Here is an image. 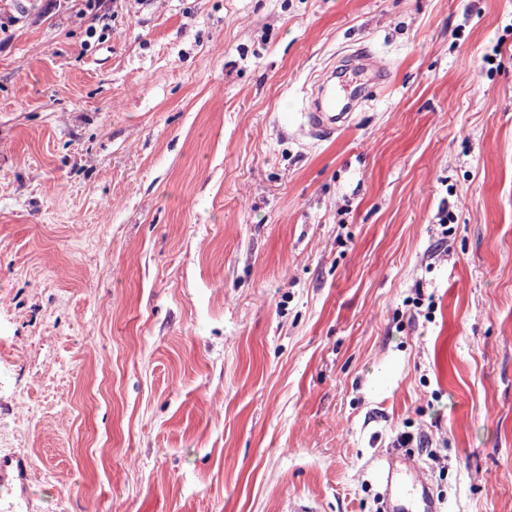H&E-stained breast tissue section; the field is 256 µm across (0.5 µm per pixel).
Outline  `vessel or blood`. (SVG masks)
<instances>
[{
  "instance_id": "vessel-or-blood-1",
  "label": "vessel or blood",
  "mask_w": 512,
  "mask_h": 512,
  "mask_svg": "<svg viewBox=\"0 0 512 512\" xmlns=\"http://www.w3.org/2000/svg\"><path fill=\"white\" fill-rule=\"evenodd\" d=\"M364 84L379 85L387 80L386 69L366 55L354 58L352 72L337 71L335 78L321 77L312 93L305 98L301 126L311 138L332 137L351 120L353 104L363 98L362 86H353V78ZM374 475L382 487L383 512H440L439 503L429 493L426 469L410 458L382 456L374 467ZM0 488L28 499V473L18 457H0Z\"/></svg>"
}]
</instances>
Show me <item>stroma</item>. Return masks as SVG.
Listing matches in <instances>:
<instances>
[{"label":"stroma","instance_id":"35a3bbf8","mask_svg":"<svg viewBox=\"0 0 512 512\" xmlns=\"http://www.w3.org/2000/svg\"><path fill=\"white\" fill-rule=\"evenodd\" d=\"M361 52L348 126L287 123ZM404 435L512 512V0H0L23 512H377Z\"/></svg>","mask_w":512,"mask_h":512}]
</instances>
